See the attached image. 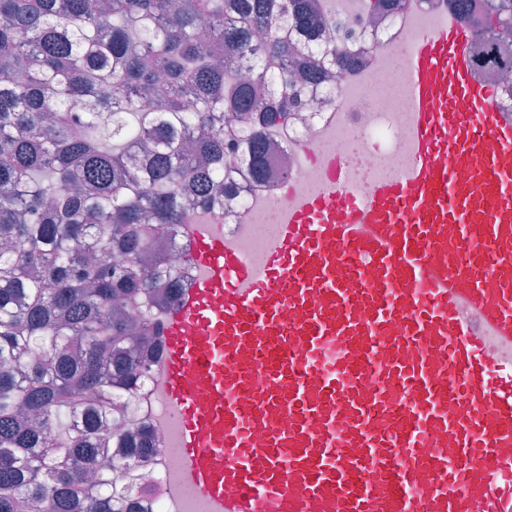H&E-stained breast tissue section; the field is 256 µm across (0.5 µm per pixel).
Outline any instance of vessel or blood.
<instances>
[{"instance_id":"b4317fda","label":"vessel or blood","mask_w":512,"mask_h":512,"mask_svg":"<svg viewBox=\"0 0 512 512\" xmlns=\"http://www.w3.org/2000/svg\"><path fill=\"white\" fill-rule=\"evenodd\" d=\"M473 39L406 44L405 157L368 190L332 156L254 256L185 225L158 383L204 512H512V114ZM474 71L479 80L491 84L497 89L498 95L495 106L498 111L512 112V87L509 83H502L498 80V70L476 66Z\"/></svg>"}]
</instances>
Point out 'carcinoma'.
<instances>
[{
  "label": "carcinoma",
  "instance_id": "obj_1",
  "mask_svg": "<svg viewBox=\"0 0 512 512\" xmlns=\"http://www.w3.org/2000/svg\"><path fill=\"white\" fill-rule=\"evenodd\" d=\"M330 2L0 0V512H139L150 434L118 402L148 331L127 304L180 277L140 253L237 172L264 177L297 78L336 89L344 48L317 47ZM488 35L512 41V0H492ZM473 61L512 68L490 48Z\"/></svg>",
  "mask_w": 512,
  "mask_h": 512
}]
</instances>
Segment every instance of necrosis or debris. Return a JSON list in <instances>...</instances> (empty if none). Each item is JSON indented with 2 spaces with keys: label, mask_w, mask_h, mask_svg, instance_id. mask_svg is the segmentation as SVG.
Instances as JSON below:
<instances>
[{
  "label": "necrosis or debris",
  "mask_w": 512,
  "mask_h": 512,
  "mask_svg": "<svg viewBox=\"0 0 512 512\" xmlns=\"http://www.w3.org/2000/svg\"><path fill=\"white\" fill-rule=\"evenodd\" d=\"M447 16L446 0H397L374 24L357 14H342L344 29L337 42L349 56L363 58V65L343 71L335 92L308 88L307 105L295 120L269 132L263 179L240 176L234 193L215 206L188 210L187 220L218 225L229 240L255 254L265 242L253 235V227L268 223L271 210L287 211L285 185L305 187L315 181L318 157L341 154L355 167L358 186L367 188L384 173L386 158L400 153L406 129L404 109L392 94L401 76L396 51ZM158 365V356L148 357L146 378L130 395L135 425L155 436L153 453L136 472V486L147 512H170L179 463L169 450L173 416L158 390Z\"/></svg>",
  "instance_id": "4bbe7bcc"
}]
</instances>
